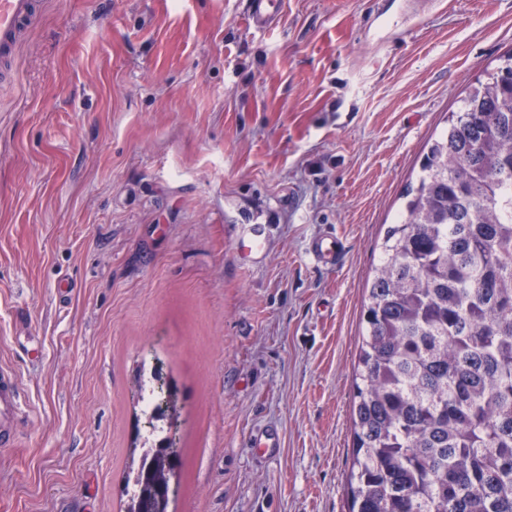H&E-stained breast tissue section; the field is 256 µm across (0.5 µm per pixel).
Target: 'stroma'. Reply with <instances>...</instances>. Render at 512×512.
I'll return each mask as SVG.
<instances>
[{
    "label": "stroma",
    "instance_id": "stroma-1",
    "mask_svg": "<svg viewBox=\"0 0 512 512\" xmlns=\"http://www.w3.org/2000/svg\"><path fill=\"white\" fill-rule=\"evenodd\" d=\"M249 11L48 0L0 83V365L28 408L0 512H124L158 366L178 392L168 512H348L379 244L431 137L512 52V0H283L265 29ZM326 234L340 264L311 254Z\"/></svg>",
    "mask_w": 512,
    "mask_h": 512
}]
</instances>
